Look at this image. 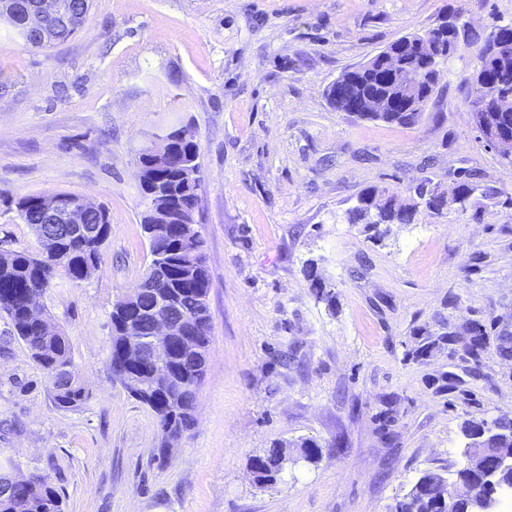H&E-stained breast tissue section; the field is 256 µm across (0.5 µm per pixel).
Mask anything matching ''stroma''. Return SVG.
Instances as JSON below:
<instances>
[{
    "label": "stroma",
    "instance_id": "obj_1",
    "mask_svg": "<svg viewBox=\"0 0 512 512\" xmlns=\"http://www.w3.org/2000/svg\"><path fill=\"white\" fill-rule=\"evenodd\" d=\"M452 12L487 33L512 0H92L45 49L0 22V238L37 251L15 203L46 192L110 223L91 278L59 276L42 300L86 387L78 408L56 407L0 315V470L48 477L63 512H391L423 472L460 467L464 421L512 418V164L475 128L473 52L440 64L410 127L326 98ZM186 125L212 330L194 425L163 463L153 413L109 369V314L150 261L138 157ZM464 180L470 207L380 240L345 220L365 189ZM276 443L298 462L256 484L251 461Z\"/></svg>",
    "mask_w": 512,
    "mask_h": 512
}]
</instances>
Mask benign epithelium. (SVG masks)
<instances>
[{
	"label": "benign epithelium",
	"instance_id": "1",
	"mask_svg": "<svg viewBox=\"0 0 512 512\" xmlns=\"http://www.w3.org/2000/svg\"><path fill=\"white\" fill-rule=\"evenodd\" d=\"M23 12L28 15L27 25L19 29L23 41L32 47H39L47 41L46 20L58 16L65 25L72 23V17L58 10L55 0H25L21 3ZM460 31L458 16L451 14L436 29L440 42L427 44L438 50L441 56L450 49ZM398 81L408 97V108L414 110L412 116L423 110L427 99L417 94V89L431 82L428 67L419 64L403 66L397 71ZM475 127L482 138L500 154L512 158V130L501 125L498 115L486 112L475 120ZM172 142L170 135L160 138L145 148L153 163L162 161L169 152ZM149 197L148 219L152 224H170L180 220L183 224L194 223L192 215H176L174 207L168 200V193L158 186L145 187ZM100 210L86 197L71 198L53 196L43 200L42 213L44 223L34 224L32 228L39 243L38 259L49 256L60 263L66 262V252L60 246L61 237L52 233L50 227L63 224L68 228L66 237L88 244V250L96 249L106 238V226L89 224L90 213ZM153 279L141 281L133 292L121 299L115 308L123 315L120 329L123 335V350L129 363H141L152 370V389L144 394L150 399L156 392L165 395L179 392L188 387V381L177 379L168 368V362L176 358L190 357L202 364L207 362V354L202 346V336L198 333V320L195 318L172 319L170 301L156 288L157 280L167 275V267L161 263L152 266ZM31 319L38 322L47 336H57L59 332L53 323L43 315V310L36 303L28 305ZM153 324V336H140L141 323ZM499 432L495 422H482L471 435V442L463 452L464 466L471 470L485 491L477 492L469 486H463L447 478L436 484L433 495L442 506L443 512H498L497 494L504 489H512V447L496 448L493 442Z\"/></svg>",
	"mask_w": 512,
	"mask_h": 512
}]
</instances>
